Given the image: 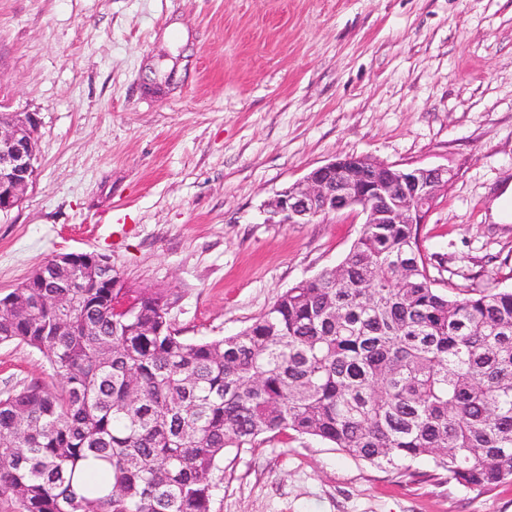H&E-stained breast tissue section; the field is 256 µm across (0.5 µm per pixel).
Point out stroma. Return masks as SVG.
Returning a JSON list of instances; mask_svg holds the SVG:
<instances>
[{"label": "stroma", "mask_w": 512, "mask_h": 512, "mask_svg": "<svg viewBox=\"0 0 512 512\" xmlns=\"http://www.w3.org/2000/svg\"><path fill=\"white\" fill-rule=\"evenodd\" d=\"M0 106L38 118L0 296L97 252L166 290L183 336L235 334L359 236L357 212L264 214L345 155L456 171L420 227L429 272L512 289V0H0ZM37 380V352L0 345V393ZM413 470L281 435L225 453L213 512H512V480Z\"/></svg>", "instance_id": "stroma-1"}]
</instances>
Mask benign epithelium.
Instances as JSON below:
<instances>
[{
    "label": "benign epithelium",
    "mask_w": 512,
    "mask_h": 512,
    "mask_svg": "<svg viewBox=\"0 0 512 512\" xmlns=\"http://www.w3.org/2000/svg\"><path fill=\"white\" fill-rule=\"evenodd\" d=\"M33 119L13 114L0 121V214L16 207L32 179L35 146ZM356 162L362 169L357 181L345 165ZM383 164L364 156L347 155L310 171L295 187L277 195L267 208V221L277 224H308L319 217L353 210L367 224H424L436 201L450 182L453 170L446 167L398 168L389 166V175H380ZM336 175V181L329 179Z\"/></svg>",
    "instance_id": "7a95c632"
}]
</instances>
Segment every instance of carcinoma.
I'll use <instances>...</instances> for the list:
<instances>
[{
  "label": "carcinoma",
  "mask_w": 512,
  "mask_h": 512,
  "mask_svg": "<svg viewBox=\"0 0 512 512\" xmlns=\"http://www.w3.org/2000/svg\"><path fill=\"white\" fill-rule=\"evenodd\" d=\"M419 234L365 224L339 265L198 340L165 291L46 261L0 298V344L35 349L54 379L0 396V498L212 512L224 453L288 431L400 475L430 458L467 488L512 480V289L449 297ZM92 459L101 478L79 496Z\"/></svg>",
  "instance_id": "1"
}]
</instances>
